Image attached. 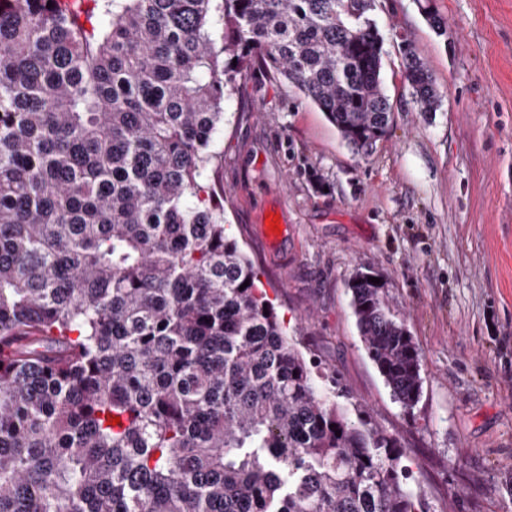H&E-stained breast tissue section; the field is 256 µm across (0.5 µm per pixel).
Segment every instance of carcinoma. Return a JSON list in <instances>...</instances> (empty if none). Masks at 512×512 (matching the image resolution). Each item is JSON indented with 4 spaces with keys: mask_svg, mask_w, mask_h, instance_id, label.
Returning a JSON list of instances; mask_svg holds the SVG:
<instances>
[{
    "mask_svg": "<svg viewBox=\"0 0 512 512\" xmlns=\"http://www.w3.org/2000/svg\"><path fill=\"white\" fill-rule=\"evenodd\" d=\"M371 2L0 0V512H428L396 439L289 337L204 179L257 68L356 149L386 136ZM370 277L348 283L362 342L411 407L419 352Z\"/></svg>",
    "mask_w": 512,
    "mask_h": 512,
    "instance_id": "1",
    "label": "carcinoma"
}]
</instances>
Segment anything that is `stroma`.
Instances as JSON below:
<instances>
[{
    "instance_id": "1",
    "label": "stroma",
    "mask_w": 512,
    "mask_h": 512,
    "mask_svg": "<svg viewBox=\"0 0 512 512\" xmlns=\"http://www.w3.org/2000/svg\"><path fill=\"white\" fill-rule=\"evenodd\" d=\"M432 5L446 35L417 0L373 2L394 121L367 155L260 72L226 99L205 179L303 356L335 373L350 415L397 439L430 512H512V0ZM404 39L442 94L433 114L402 76ZM269 208L288 226L275 249ZM360 267L419 349L413 407L361 343L347 289Z\"/></svg>"
}]
</instances>
